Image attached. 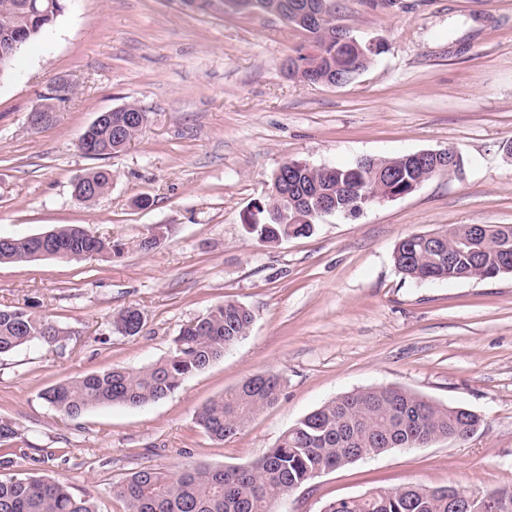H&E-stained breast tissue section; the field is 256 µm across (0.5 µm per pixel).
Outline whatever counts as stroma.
<instances>
[{
  "mask_svg": "<svg viewBox=\"0 0 512 512\" xmlns=\"http://www.w3.org/2000/svg\"><path fill=\"white\" fill-rule=\"evenodd\" d=\"M336 18L385 49L342 86L289 79L282 64L310 40L277 17L202 13L183 0H64L48 33L0 75V234L76 224L129 248L107 261L0 264V307L49 316L65 348L0 356V418L16 422L13 471L71 486L97 512L147 467L243 466L298 419L354 390L394 386L481 417L467 440L395 448L322 473L274 512H322L335 500L410 484L468 492L512 487V273L418 283L393 262L397 243L456 224L512 225V0H336ZM73 94L30 129L53 78ZM134 103L149 115L128 148L96 160L77 144L98 113ZM454 148L460 173L275 245L242 217L287 160L349 166ZM103 166L112 186L85 204L74 180ZM152 200L149 208L137 198ZM161 227L151 252L137 240ZM227 299L246 305V336L170 396L140 407L61 416L41 394L115 365L165 359L180 329ZM139 309L143 331L112 327ZM259 371L285 378L279 401L217 441L195 423L209 399Z\"/></svg>",
  "mask_w": 512,
  "mask_h": 512,
  "instance_id": "1",
  "label": "stroma"
}]
</instances>
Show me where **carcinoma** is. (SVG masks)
Returning a JSON list of instances; mask_svg holds the SVG:
<instances>
[{"label":"carcinoma","instance_id":"1","mask_svg":"<svg viewBox=\"0 0 512 512\" xmlns=\"http://www.w3.org/2000/svg\"><path fill=\"white\" fill-rule=\"evenodd\" d=\"M27 0H0V31L16 30L32 41L44 34L57 15L39 18L25 9ZM201 12L220 10L228 15L262 16L268 6L283 13V20L305 32L314 42V53L288 58L301 81L308 84L344 85L364 72L377 53L360 43L369 59L358 62L357 50L328 31L345 34L336 24L335 0H184ZM107 148L119 153L126 144L111 137L108 129L92 131ZM440 175L401 161V157L362 158L347 167L327 172L300 160L280 165L272 174L266 196L254 202L242 223L258 241L273 244L288 237L308 236L320 216L312 215L315 203L336 205V214L358 215V198L378 188L392 198L412 193V184ZM105 195L112 172L97 167L86 173ZM126 243L88 235L81 227L60 224L42 239L0 236V263H19L41 256L78 262L89 254L107 260L120 257ZM473 254L460 255L455 265L443 264L448 243L433 248L416 237L395 247L394 264L415 282L465 279L476 263L485 272L498 273L504 262L512 265V225L502 227L472 244ZM253 322L244 304L226 299L205 315L181 328L170 354L162 361L139 369L112 367L58 382L42 398L64 417H78L105 405L142 406L174 393L190 376L206 369L245 336ZM114 329L126 336L144 327L137 308L121 311ZM64 329L48 316L23 308H0V355L20 347L43 344L61 347L69 340ZM284 378L266 371L246 378L237 387L204 403L195 414L196 424L211 438H230L264 409L274 405ZM481 424L477 414L456 412L411 391L388 386L371 387L341 395L305 415L289 427L265 455L246 466L196 465L171 473L146 468L132 473L112 487V496L124 512H273V504L290 489L314 475L331 471L392 448H415L455 433L466 439L468 430ZM20 438L15 422L0 419V446L11 448ZM0 512H97L93 499L77 495L63 482L23 473H0ZM324 512H448V488L408 485L381 489L334 501Z\"/></svg>","mask_w":512,"mask_h":512}]
</instances>
